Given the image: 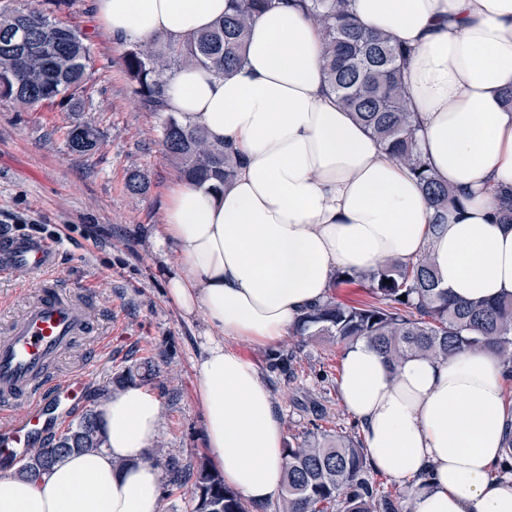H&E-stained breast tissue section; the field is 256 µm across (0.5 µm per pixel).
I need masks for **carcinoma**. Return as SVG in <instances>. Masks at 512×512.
<instances>
[{
    "label": "carcinoma",
    "instance_id": "obj_1",
    "mask_svg": "<svg viewBox=\"0 0 512 512\" xmlns=\"http://www.w3.org/2000/svg\"><path fill=\"white\" fill-rule=\"evenodd\" d=\"M272 0H226L224 17L182 43L155 36L135 41L123 65L135 82L144 108L162 112L169 84L178 70L201 67L224 74L242 62L248 31ZM322 35L323 76L337 101L352 113L397 163L419 180L434 209V226L448 220L460 201L439 182L417 147V117L407 105L404 63L407 50L386 33L364 28L353 16L352 0H295ZM27 29L36 43L24 68L17 67L14 34ZM94 48L90 37L37 8L0 12V97L22 107L57 104L72 111L81 104L92 78ZM101 133L76 122L66 132L70 152L86 155L99 145ZM160 139L182 179L218 191L230 181L237 161L224 145L211 143L204 130L168 114ZM368 281L374 302L347 306L328 300L311 306L297 329L301 336L345 343L364 339L397 364L410 355L446 361L464 348L491 352L512 380V299L454 300L432 267L430 256L406 265L387 263L369 273L340 271L338 280ZM406 299H400V296ZM143 372L116 377L120 387ZM104 433L98 414L90 412L28 449L18 475L38 479L72 453L100 450ZM281 490V512H399L391 494L366 476L361 441L327 431L308 432L288 443ZM192 495L194 512H253L224 484L220 472L203 462Z\"/></svg>",
    "mask_w": 512,
    "mask_h": 512
}]
</instances>
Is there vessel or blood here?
<instances>
[{"label": "vessel or blood", "mask_w": 512, "mask_h": 512, "mask_svg": "<svg viewBox=\"0 0 512 512\" xmlns=\"http://www.w3.org/2000/svg\"><path fill=\"white\" fill-rule=\"evenodd\" d=\"M55 262L52 240L0 233L1 277L18 268L39 276ZM92 332L85 304L64 290L42 288L0 335V411L10 413L0 422V452L20 457L83 407L89 375H63L59 362L78 338Z\"/></svg>", "instance_id": "b4317fda"}]
</instances>
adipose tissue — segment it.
<instances>
[{"label":"adipose tissue","instance_id":"adipose-tissue-1","mask_svg":"<svg viewBox=\"0 0 512 512\" xmlns=\"http://www.w3.org/2000/svg\"><path fill=\"white\" fill-rule=\"evenodd\" d=\"M225 0H95L116 38L180 42L223 16ZM366 28L408 51V105L419 148L462 203L433 210L409 169L328 93L322 44L303 11L273 0L243 62L218 75L179 71L165 110L202 126L241 165L223 191L178 185L156 232L179 266L169 294L204 312L215 339L198 364L207 445L226 484L267 503L281 491L283 423L255 363L226 339L276 345L337 270L369 271L430 255L452 297H512V224L497 190L512 187V0H353ZM504 368L487 352L390 365L366 340L345 344L339 394L376 471L407 485L405 512H512V473L496 474L512 421ZM103 450L74 453L36 480L0 474V512H161V475L146 462L161 402L127 385L98 410Z\"/></svg>","mask_w":512,"mask_h":512}]
</instances>
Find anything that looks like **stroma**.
Returning <instances> with one entry per match:
<instances>
[{
    "label": "stroma",
    "instance_id": "stroma-1",
    "mask_svg": "<svg viewBox=\"0 0 512 512\" xmlns=\"http://www.w3.org/2000/svg\"><path fill=\"white\" fill-rule=\"evenodd\" d=\"M94 0H0V10L36 7L86 32L95 46V74L84 107L24 110L0 98V226L56 242L53 283L90 309L91 337L77 340L61 361L63 373L89 371L85 410L114 392V377L152 362L147 390L161 401L158 444L165 457L192 472L213 455L198 396L197 365L210 330L204 313L184 315L167 280L179 257L155 232L164 205L181 181L161 143V115L145 110L133 93L122 56L127 41L113 38L95 18ZM101 133L96 150L66 147L74 122ZM145 179L142 193L127 191L131 171ZM23 269L0 277V331L34 299ZM251 359L280 412L286 440L316 428L356 436L360 428L338 396L342 345L288 334L264 347L227 340Z\"/></svg>",
    "mask_w": 512,
    "mask_h": 512
}]
</instances>
